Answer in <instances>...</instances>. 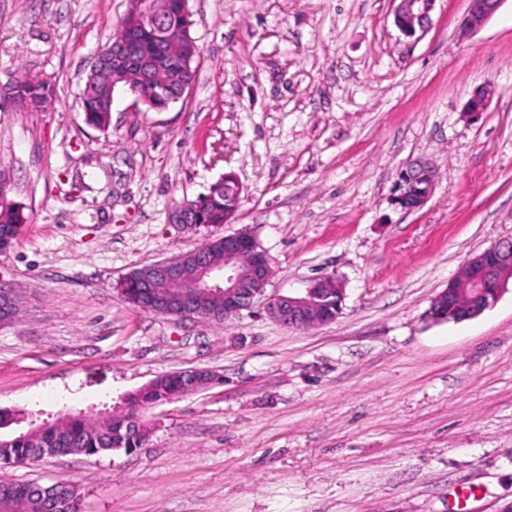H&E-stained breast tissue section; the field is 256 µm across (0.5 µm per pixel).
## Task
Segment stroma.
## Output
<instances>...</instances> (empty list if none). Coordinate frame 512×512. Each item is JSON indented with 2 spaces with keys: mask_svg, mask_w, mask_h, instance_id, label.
Returning <instances> with one entry per match:
<instances>
[{
  "mask_svg": "<svg viewBox=\"0 0 512 512\" xmlns=\"http://www.w3.org/2000/svg\"><path fill=\"white\" fill-rule=\"evenodd\" d=\"M127 5L0 0V88L22 67L55 89L44 112L0 100V175L27 217L0 253L19 298L0 322V408L40 421L173 372L224 382L151 408L135 453L0 464V482L71 480L83 512H507L512 282L473 319L428 309L468 258L512 240V0L465 37L468 0H436L411 38L393 0H189L192 89L163 112L118 93L99 129L79 92ZM418 160L436 185L404 213L392 188ZM228 173L233 223L171 221ZM243 228L270 258L268 291L336 275L340 317L178 321L118 294L134 269Z\"/></svg>",
  "mask_w": 512,
  "mask_h": 512,
  "instance_id": "35a3bbf8",
  "label": "stroma"
}]
</instances>
